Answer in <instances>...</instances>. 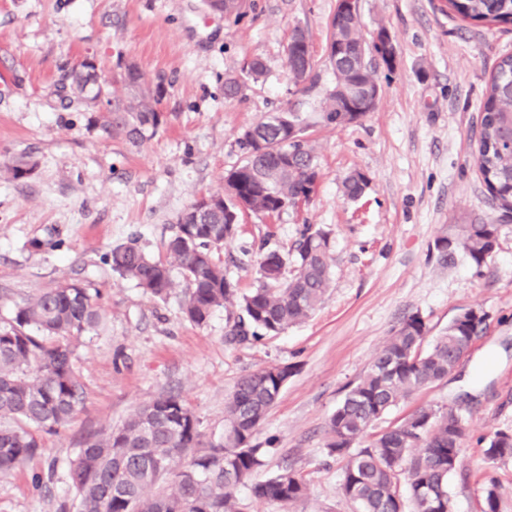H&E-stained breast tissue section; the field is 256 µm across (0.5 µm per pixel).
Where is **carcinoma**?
Instances as JSON below:
<instances>
[{"label": "carcinoma", "instance_id": "1", "mask_svg": "<svg viewBox=\"0 0 512 512\" xmlns=\"http://www.w3.org/2000/svg\"><path fill=\"white\" fill-rule=\"evenodd\" d=\"M205 4L215 13L240 17L241 0ZM448 6L464 21L512 25V0H448ZM375 50V39L363 34L358 7L336 0L329 51L335 83L321 112L326 124L345 126L366 116L352 108L380 87ZM286 55L293 79L307 80L314 66L309 42H292ZM93 78L83 69L72 71L71 94L81 101L101 95L102 87L91 84ZM119 82L130 94L106 100L96 123L105 133L138 146L163 124L157 105L165 87L148 82L133 61L121 69ZM279 116L301 125L295 112L271 113L253 125L263 145L238 140L243 162L225 176L224 192L207 195L213 202L208 211L199 210L197 198L180 213L166 260L149 258L133 242L107 255L113 272L160 299L171 293V272L178 269L188 288L181 311L194 324L207 323L220 307L237 306L239 314L227 333L231 341H244L259 330L276 336L306 320L322 303L331 280L330 239L322 231H304L290 252L260 246L258 285L247 293L240 292L215 258L236 236L244 214L278 215L310 201L315 193V149L301 136L283 142ZM477 166L492 198L511 213L512 54L499 61L489 81ZM366 186L367 178L359 171L343 181L350 199L361 197ZM454 228V234L435 242L438 261L450 264L461 255L482 266L495 250L498 225L463 214ZM290 261L295 274L288 279L282 269ZM100 300V292L67 281L24 301L0 325L1 474L37 454V433H57L77 413L83 391L72 368L71 338L100 327ZM487 320L483 310L468 309L464 320L452 321L423 351L425 322L418 314L405 317L346 392L329 419L326 447L346 460L342 492L357 512H405L403 482L415 512H451L448 476L456 469L464 434L463 419L454 408H422L366 446L355 450L353 444L401 400L448 377L471 338L486 330ZM43 336L61 341L48 347ZM295 373L293 365L275 364L242 376L225 402L224 435L217 441L203 443L198 417L172 393L156 396L123 424L91 437L69 467L77 512H241L236 490L263 465L265 449L253 444L255 432ZM188 454L189 462L179 464ZM484 457H512V433L496 432L486 442ZM305 491L303 477L288 468L252 486L255 498L285 506L303 498Z\"/></svg>", "mask_w": 512, "mask_h": 512}]
</instances>
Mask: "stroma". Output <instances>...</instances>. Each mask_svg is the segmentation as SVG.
<instances>
[{
    "instance_id": "obj_1",
    "label": "stroma",
    "mask_w": 512,
    "mask_h": 512,
    "mask_svg": "<svg viewBox=\"0 0 512 512\" xmlns=\"http://www.w3.org/2000/svg\"><path fill=\"white\" fill-rule=\"evenodd\" d=\"M335 7L336 0H242L235 20L203 0H0V320L64 280L97 288L105 309L72 359L82 407L60 433L43 435L33 459L0 474V512H75L69 463L85 439L157 395H180L205 439L221 436L237 380L273 364L296 373L254 436L266 454L237 490L242 512H353L340 490L344 461L325 446L329 418L404 317L420 314L436 337L470 308L488 321L468 357L375 421L366 437L423 407L456 408L464 436L448 477L453 512H482L492 483L497 512H512V458L486 461L478 442L512 431V213L492 202L476 163L486 83L512 54V26L461 21L445 0H358L365 35L385 26L397 64L379 72L375 110L336 128L320 119L335 83ZM298 27L315 62L302 83L286 59ZM87 57L97 60L109 95L125 93L114 80L121 61L164 82V122L154 138L134 146L106 136L94 123L97 110L68 99L65 74ZM255 57L264 76L225 97V78L242 75ZM288 110L318 155L317 190L281 214H245L220 258L246 292L257 284L260 244L288 249L304 227L329 232L332 282L307 320L231 343L225 334L236 307L218 308L202 326L187 321L180 272L160 300L107 270L102 257L132 240L164 257L179 213L223 190L241 164V133ZM23 153L35 168L16 179L9 168ZM353 170L369 180L355 202L341 191ZM467 213L497 221L495 251L479 267L464 259L439 265L436 239ZM286 467L304 476V499L286 507L252 495L253 483ZM36 473L46 476L42 486L33 484Z\"/></svg>"
}]
</instances>
